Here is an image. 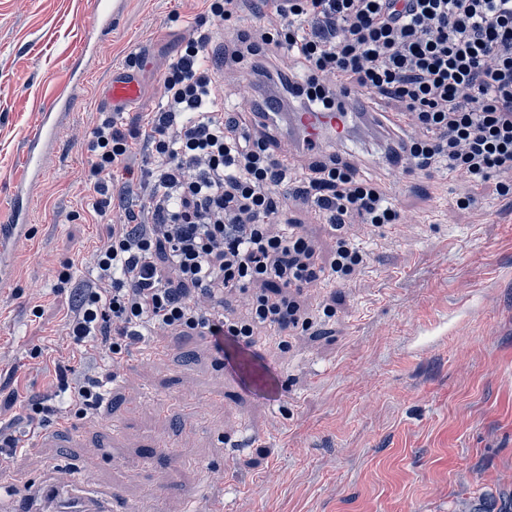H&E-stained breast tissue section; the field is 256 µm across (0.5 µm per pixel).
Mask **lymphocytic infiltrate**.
Instances as JSON below:
<instances>
[{
  "mask_svg": "<svg viewBox=\"0 0 512 512\" xmlns=\"http://www.w3.org/2000/svg\"><path fill=\"white\" fill-rule=\"evenodd\" d=\"M170 61L161 104L123 128L101 113L91 131L85 208L107 229L82 264L67 317L76 361L93 375L67 385L69 408L101 403L114 370L153 336L200 333L216 349L249 346L260 326L285 333L304 312L301 288L322 268L312 243L283 218L288 198L313 203L339 231L335 278L364 262L345 225L401 221L380 182L339 160L296 170L242 127L214 92L220 74L249 63L270 110L330 112L323 78L395 102L416 136L398 143L412 167L445 171L512 197V0H201ZM273 20L213 50L215 29L242 11ZM147 173L136 172L135 154ZM247 292V318L220 312Z\"/></svg>",
  "mask_w": 512,
  "mask_h": 512,
  "instance_id": "1",
  "label": "lymphocytic infiltrate"
}]
</instances>
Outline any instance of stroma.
I'll return each mask as SVG.
<instances>
[{"instance_id": "obj_1", "label": "stroma", "mask_w": 512, "mask_h": 512, "mask_svg": "<svg viewBox=\"0 0 512 512\" xmlns=\"http://www.w3.org/2000/svg\"><path fill=\"white\" fill-rule=\"evenodd\" d=\"M94 7L0 0V225L11 220L24 136L66 80ZM200 11L199 0H125L33 195L30 239L14 254L12 288L0 291V421L14 434L30 430V399L55 398L49 364L71 347L70 288L57 273L105 232L80 206L101 91L127 67L141 92L120 122L131 127L158 106ZM251 80L243 65L216 84L250 129ZM390 195L399 228L348 225L363 266L301 290L310 327L261 328L252 346L220 351L195 333L134 348L99 407L49 415L40 443L0 449V507L60 471L120 512H187L191 500L228 512H464L512 495V201L494 181L419 170ZM466 197L474 210L460 208ZM284 216L329 265L330 225L293 200ZM94 448L104 454L88 485Z\"/></svg>"}]
</instances>
